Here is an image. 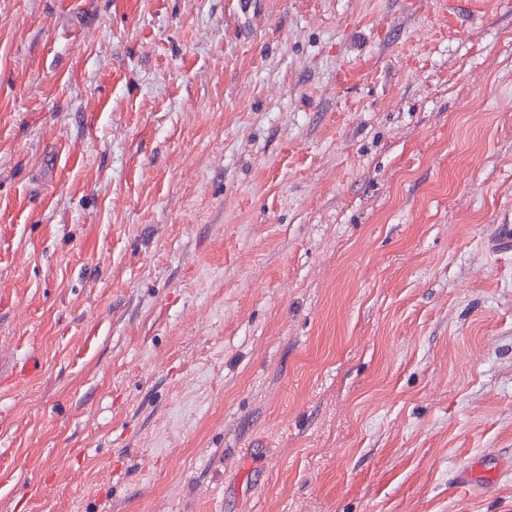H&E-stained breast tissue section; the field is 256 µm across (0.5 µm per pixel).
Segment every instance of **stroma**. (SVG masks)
<instances>
[{
	"label": "stroma",
	"instance_id": "stroma-1",
	"mask_svg": "<svg viewBox=\"0 0 512 512\" xmlns=\"http://www.w3.org/2000/svg\"><path fill=\"white\" fill-rule=\"evenodd\" d=\"M507 219L512 0H0V512H512Z\"/></svg>",
	"mask_w": 512,
	"mask_h": 512
}]
</instances>
